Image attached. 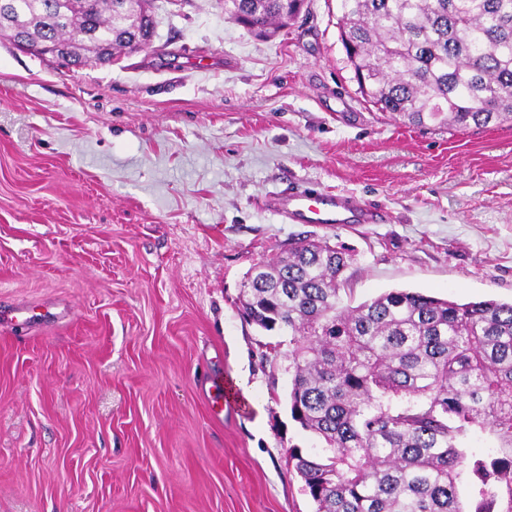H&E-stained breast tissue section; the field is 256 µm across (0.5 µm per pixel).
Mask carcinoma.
Masks as SVG:
<instances>
[{
	"label": "carcinoma",
	"mask_w": 512,
	"mask_h": 512,
	"mask_svg": "<svg viewBox=\"0 0 512 512\" xmlns=\"http://www.w3.org/2000/svg\"><path fill=\"white\" fill-rule=\"evenodd\" d=\"M0 33L106 65L146 40L145 0H16ZM297 0H224L265 37ZM337 24L378 110L413 126L512 124V0H339ZM95 32L88 37L86 33ZM349 255L302 239L246 273L242 317L288 336L292 419L323 443L289 450L316 512H512V302L393 289L356 306ZM479 427L497 442L469 451Z\"/></svg>",
	"instance_id": "cac0c4a2"
}]
</instances>
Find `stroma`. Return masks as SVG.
<instances>
[{
    "instance_id": "stroma-1",
    "label": "stroma",
    "mask_w": 512,
    "mask_h": 512,
    "mask_svg": "<svg viewBox=\"0 0 512 512\" xmlns=\"http://www.w3.org/2000/svg\"><path fill=\"white\" fill-rule=\"evenodd\" d=\"M338 0L268 40L224 0H152L145 51L62 65L0 36V512H315L287 346L243 320L255 263L347 249L354 303L512 300V126L421 130L358 93ZM204 55L209 73L187 71ZM314 185L380 224L285 221ZM248 391L214 419L202 388Z\"/></svg>"
}]
</instances>
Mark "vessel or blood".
Instances as JSON below:
<instances>
[{
	"mask_svg": "<svg viewBox=\"0 0 512 512\" xmlns=\"http://www.w3.org/2000/svg\"><path fill=\"white\" fill-rule=\"evenodd\" d=\"M271 203L287 220L301 224H374L379 220L374 210L359 205L351 196L315 186L275 195Z\"/></svg>",
	"mask_w": 512,
	"mask_h": 512,
	"instance_id": "obj_1",
	"label": "vessel or blood"
}]
</instances>
